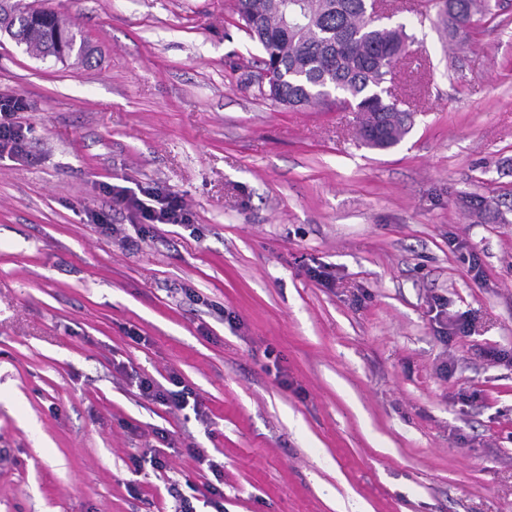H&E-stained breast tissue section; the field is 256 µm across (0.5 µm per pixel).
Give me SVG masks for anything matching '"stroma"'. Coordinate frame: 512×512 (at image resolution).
<instances>
[{"mask_svg":"<svg viewBox=\"0 0 512 512\" xmlns=\"http://www.w3.org/2000/svg\"><path fill=\"white\" fill-rule=\"evenodd\" d=\"M22 3L91 54L0 35L30 141L0 157V512H175L174 486L214 512L213 482L224 512H512V0L462 52L391 0L413 123L386 150L342 105L262 94L235 0ZM106 183L191 221L135 223ZM137 387L140 394L145 398L158 402L165 406H174L178 409H185L190 404V398H193V391L187 386L182 385V381L177 376L170 377V384L177 389L164 388L155 384L151 379L138 378ZM193 410L197 412V402L193 398Z\"/></svg>","mask_w":512,"mask_h":512,"instance_id":"1","label":"stroma"}]
</instances>
